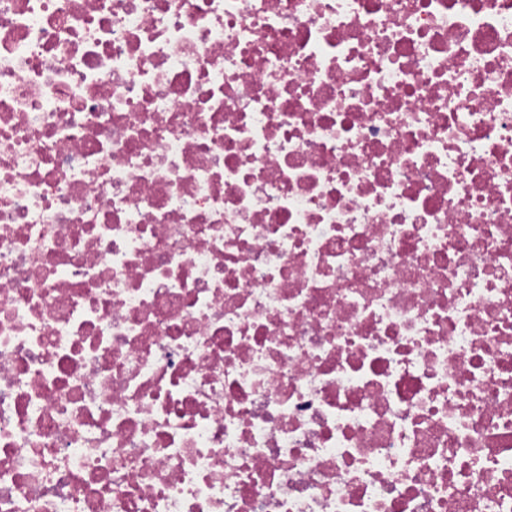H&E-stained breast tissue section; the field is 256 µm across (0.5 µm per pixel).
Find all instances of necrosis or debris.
<instances>
[{"label": "necrosis or debris", "mask_w": 512, "mask_h": 512, "mask_svg": "<svg viewBox=\"0 0 512 512\" xmlns=\"http://www.w3.org/2000/svg\"><path fill=\"white\" fill-rule=\"evenodd\" d=\"M0 512H512V0H0Z\"/></svg>", "instance_id": "necrosis-or-debris-1"}]
</instances>
